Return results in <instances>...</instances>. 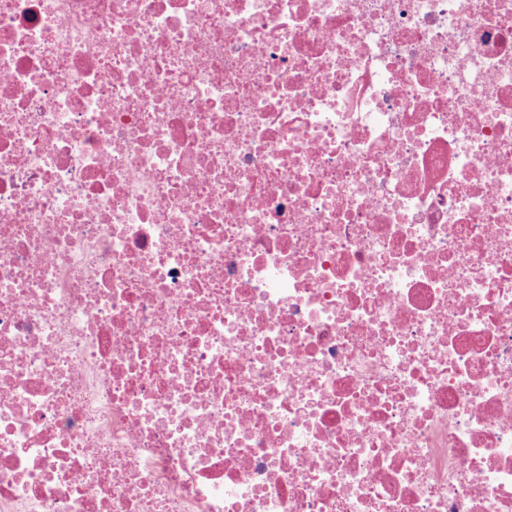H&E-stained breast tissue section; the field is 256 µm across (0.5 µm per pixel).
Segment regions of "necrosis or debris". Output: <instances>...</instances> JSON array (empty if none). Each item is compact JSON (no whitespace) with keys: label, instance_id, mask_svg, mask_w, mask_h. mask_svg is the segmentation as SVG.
I'll return each instance as SVG.
<instances>
[{"label":"necrosis or debris","instance_id":"1","mask_svg":"<svg viewBox=\"0 0 512 512\" xmlns=\"http://www.w3.org/2000/svg\"><path fill=\"white\" fill-rule=\"evenodd\" d=\"M0 512H512V0H0Z\"/></svg>","mask_w":512,"mask_h":512}]
</instances>
